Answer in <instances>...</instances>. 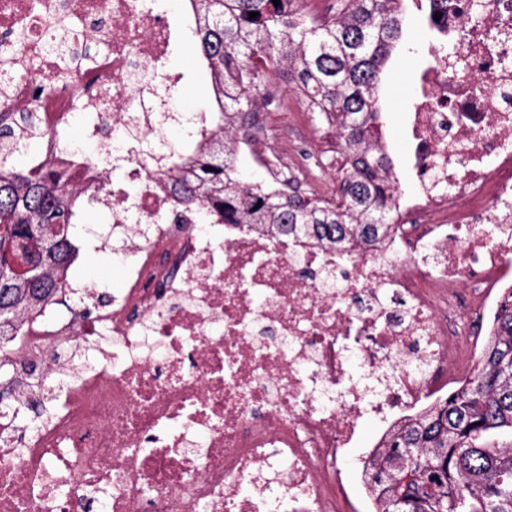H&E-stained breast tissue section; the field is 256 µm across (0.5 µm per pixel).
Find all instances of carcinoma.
<instances>
[{
  "instance_id": "carcinoma-1",
  "label": "carcinoma",
  "mask_w": 512,
  "mask_h": 512,
  "mask_svg": "<svg viewBox=\"0 0 512 512\" xmlns=\"http://www.w3.org/2000/svg\"><path fill=\"white\" fill-rule=\"evenodd\" d=\"M198 78L211 97V135L197 142L191 167L175 161L173 192L187 207L219 212L226 224L273 228L291 238H316L345 250L370 247L388 233L397 182L380 132L378 91L403 36L404 0H346L338 12L312 17L294 0H189ZM257 16L249 18V13ZM289 76L312 111L336 129L343 176L334 200L320 199L292 177L265 193L237 167L228 127L256 119L255 96ZM38 139L34 113L0 124V345L20 335L27 316L54 303L74 254L77 195L71 170H18L9 163L26 140ZM23 253L30 269L12 271L7 255ZM37 399L42 382L10 375L0 399L20 383ZM407 466L385 481L363 482L376 512H512V290L487 337L473 374L448 397L397 426L377 452L380 467L399 451Z\"/></svg>"
}]
</instances>
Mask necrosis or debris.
Masks as SVG:
<instances>
[{
	"mask_svg": "<svg viewBox=\"0 0 512 512\" xmlns=\"http://www.w3.org/2000/svg\"><path fill=\"white\" fill-rule=\"evenodd\" d=\"M434 12L402 129L415 189L375 247L336 251L179 206L169 135L209 116L175 108L179 31L149 0H0V112L37 106L34 168H72L124 268L106 303L70 283L65 318L0 351L96 363L29 437L24 401L0 406V512H362L343 474L371 455L360 424L383 437L444 397L512 288V0ZM73 31L103 49L68 83L54 44ZM83 113L125 183L61 147Z\"/></svg>",
	"mask_w": 512,
	"mask_h": 512,
	"instance_id": "obj_1",
	"label": "necrosis or debris"
}]
</instances>
